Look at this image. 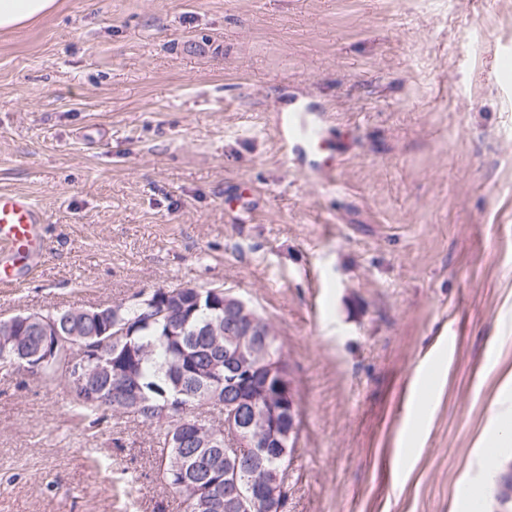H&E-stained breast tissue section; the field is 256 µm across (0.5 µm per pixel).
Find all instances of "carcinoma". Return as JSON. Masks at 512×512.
Segmentation results:
<instances>
[{
    "label": "carcinoma",
    "instance_id": "cac0c4a2",
    "mask_svg": "<svg viewBox=\"0 0 512 512\" xmlns=\"http://www.w3.org/2000/svg\"><path fill=\"white\" fill-rule=\"evenodd\" d=\"M153 295L161 296L160 302L170 304L178 301L180 306L167 322L162 318L153 321L142 316L138 308L123 304L107 305L97 311L113 316L120 315L129 324L128 336L112 342L104 349L111 360L112 370L96 375L85 385L69 382L74 416L80 420L105 414L108 411L128 414L154 428L160 453L156 470L160 479L175 494L188 500L186 493L192 486L207 492L205 507L184 512H253L234 501L224 488V473L235 468L234 454H227L224 446L202 447L189 439H182L175 430L178 419L193 412V404L213 393L211 365L224 362V347L216 346L206 335L210 324H224V310L198 308L194 302L195 288L182 287L157 289ZM62 332V347L70 350L73 342L87 339L98 340L95 319L88 315L68 316V311L57 313ZM23 345L13 353V359L0 360V369L14 371L26 368L25 358L34 355L41 342L35 326L20 327ZM270 359L277 364L271 375L257 366L251 357L242 360L244 371L250 373L253 384L265 388L277 406L295 398L282 395L279 390L281 377L288 376L285 361L279 349L269 352ZM132 373L140 386L142 403L124 409L125 397L113 394L116 376L124 370ZM238 394L230 393L221 399L224 423L220 427L228 432L236 421L233 415ZM282 433L293 428L290 440L282 448L256 447L257 454L248 468L245 481L277 482L279 495L288 502V469L293 461L297 439V413L283 411ZM496 498L503 504L512 501V471H503L498 480Z\"/></svg>",
    "mask_w": 512,
    "mask_h": 512
}]
</instances>
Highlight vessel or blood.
I'll return each mask as SVG.
<instances>
[{
	"label": "vessel or blood",
	"mask_w": 512,
	"mask_h": 512,
	"mask_svg": "<svg viewBox=\"0 0 512 512\" xmlns=\"http://www.w3.org/2000/svg\"><path fill=\"white\" fill-rule=\"evenodd\" d=\"M276 128L281 140L300 155L325 144L321 123L296 108L278 113ZM44 222V213L27 195L0 192V256L6 260L0 265V281L11 278L12 263L29 264L42 255Z\"/></svg>",
	"instance_id": "vessel-or-blood-1"
}]
</instances>
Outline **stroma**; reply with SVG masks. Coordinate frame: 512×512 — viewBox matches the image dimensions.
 <instances>
[{"mask_svg":"<svg viewBox=\"0 0 512 512\" xmlns=\"http://www.w3.org/2000/svg\"><path fill=\"white\" fill-rule=\"evenodd\" d=\"M57 4L0 32V192L46 217L0 318L224 289L288 365L286 512H497L512 446H477L512 375V0ZM297 105L332 171L281 142ZM158 454L0 372V512H183Z\"/></svg>","mask_w":512,"mask_h":512,"instance_id":"1","label":"stroma"}]
</instances>
